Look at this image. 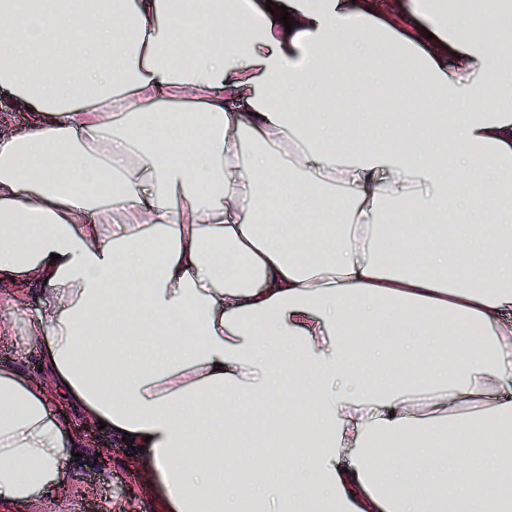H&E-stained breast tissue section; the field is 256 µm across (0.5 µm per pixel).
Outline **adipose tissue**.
<instances>
[{
	"label": "adipose tissue",
	"instance_id": "ef3b65f1",
	"mask_svg": "<svg viewBox=\"0 0 512 512\" xmlns=\"http://www.w3.org/2000/svg\"><path fill=\"white\" fill-rule=\"evenodd\" d=\"M272 2L0 0L18 512L65 409L164 512H512V0ZM0 95L2 98L6 99L9 104V109H7L8 112H1L0 110L1 135L7 132L14 133L22 131L27 123V112H24L15 104L13 98L8 92L1 90ZM8 301H15L18 307ZM36 315L37 304L32 295L17 286L1 285L0 328H6V333L0 332V361L17 365L34 380L42 378L43 371L38 373L40 363L35 350L32 346L21 347L19 336H26V326Z\"/></svg>",
	"mask_w": 512,
	"mask_h": 512
}]
</instances>
